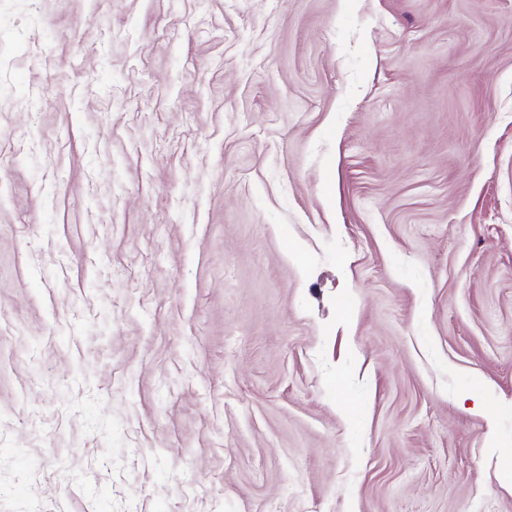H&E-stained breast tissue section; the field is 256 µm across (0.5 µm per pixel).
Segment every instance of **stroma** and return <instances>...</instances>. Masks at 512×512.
Listing matches in <instances>:
<instances>
[{
	"label": "stroma",
	"instance_id": "1",
	"mask_svg": "<svg viewBox=\"0 0 512 512\" xmlns=\"http://www.w3.org/2000/svg\"><path fill=\"white\" fill-rule=\"evenodd\" d=\"M0 512H512V0H0Z\"/></svg>",
	"mask_w": 512,
	"mask_h": 512
}]
</instances>
